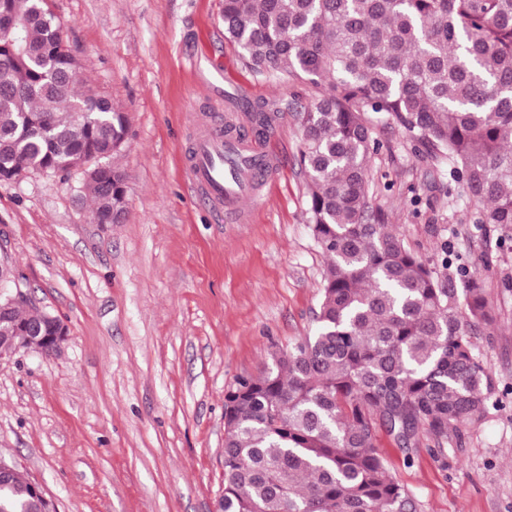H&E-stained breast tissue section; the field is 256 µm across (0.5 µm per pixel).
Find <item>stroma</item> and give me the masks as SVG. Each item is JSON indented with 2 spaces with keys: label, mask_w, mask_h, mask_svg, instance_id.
I'll list each match as a JSON object with an SVG mask.
<instances>
[{
  "label": "stroma",
  "mask_w": 512,
  "mask_h": 512,
  "mask_svg": "<svg viewBox=\"0 0 512 512\" xmlns=\"http://www.w3.org/2000/svg\"><path fill=\"white\" fill-rule=\"evenodd\" d=\"M89 87L127 117L117 163L123 223L95 222L80 175L0 182V247L23 291L58 316L56 356L0 357V458L57 512H220L224 395L315 328L327 260L307 220L298 106L314 89L246 67L223 0H47ZM278 109V164L246 221L200 204L184 156L209 115L252 139L240 106ZM371 204L462 288L466 266L491 323L471 332L494 389L481 420L378 446L415 512H512V225L479 229L448 165L403 127L377 126Z\"/></svg>",
  "instance_id": "obj_1"
}]
</instances>
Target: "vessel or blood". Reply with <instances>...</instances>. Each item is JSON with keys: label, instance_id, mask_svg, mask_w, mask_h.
Wrapping results in <instances>:
<instances>
[{"label": "vessel or blood", "instance_id": "b4317fda", "mask_svg": "<svg viewBox=\"0 0 512 512\" xmlns=\"http://www.w3.org/2000/svg\"><path fill=\"white\" fill-rule=\"evenodd\" d=\"M276 155L270 140L251 144L224 134L221 121H213L192 143L185 173L200 199L224 209L228 218L242 222L257 190L270 179Z\"/></svg>", "mask_w": 512, "mask_h": 512}]
</instances>
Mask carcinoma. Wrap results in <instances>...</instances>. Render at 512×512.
Returning <instances> with one entry per match:
<instances>
[{"mask_svg": "<svg viewBox=\"0 0 512 512\" xmlns=\"http://www.w3.org/2000/svg\"><path fill=\"white\" fill-rule=\"evenodd\" d=\"M0 171L65 181L82 157L112 174L83 178L95 219L112 196L126 116L79 90V66L45 0H0ZM224 34L250 69L317 89L300 113L308 223L327 258L317 327L224 397L223 512H412L389 475L378 430L399 444L474 423L492 378L468 328L490 320L483 288L465 307L370 203L380 123L448 159L481 224H512V0H224ZM15 304L0 335H29L42 311ZM0 512H56L20 471Z\"/></svg>", "mask_w": 512, "mask_h": 512, "instance_id": "carcinoma-1", "label": "carcinoma"}]
</instances>
